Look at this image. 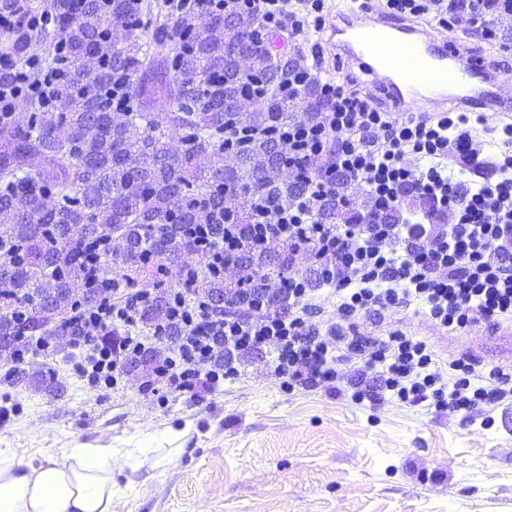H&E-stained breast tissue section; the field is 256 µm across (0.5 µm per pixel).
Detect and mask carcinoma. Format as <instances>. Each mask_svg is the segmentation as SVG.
<instances>
[{
	"label": "carcinoma",
	"instance_id": "1",
	"mask_svg": "<svg viewBox=\"0 0 512 512\" xmlns=\"http://www.w3.org/2000/svg\"><path fill=\"white\" fill-rule=\"evenodd\" d=\"M502 0H448V11L497 17ZM0 13L43 15L44 27L21 22L0 31L10 59L23 61L34 44L43 46L27 71L37 92L18 91L19 76L0 68V87L12 91L11 112L0 113V258L8 287L0 289V349L17 347L22 335L11 312L30 309L32 340L63 336L41 301L66 307L92 287L89 263L122 253L112 272V289L150 288L139 324H165L171 289L169 266L187 269L185 292L219 300L224 289L253 282L284 301L280 280L294 272V258L280 244L256 261L236 266L237 278L195 273L183 245L224 240V175L241 173L239 190L259 195L279 176L254 132L275 141L276 129L295 120V110L318 118L331 108L311 81L296 95L283 91L294 68L274 84L242 85L245 109L224 111V53L246 46L224 26L214 0H0ZM151 36L155 50L140 42ZM184 149L172 153L170 141ZM302 198L311 177H328L330 187L317 210L318 224H361L363 214L342 212L345 179L331 173L328 155L296 160ZM411 211L434 212L432 201L410 187ZM270 199L235 213L237 234L250 237Z\"/></svg>",
	"mask_w": 512,
	"mask_h": 512
}]
</instances>
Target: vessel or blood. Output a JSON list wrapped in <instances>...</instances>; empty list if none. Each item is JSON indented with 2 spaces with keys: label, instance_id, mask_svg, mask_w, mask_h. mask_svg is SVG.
<instances>
[{
  "label": "vessel or blood",
  "instance_id": "obj_1",
  "mask_svg": "<svg viewBox=\"0 0 512 512\" xmlns=\"http://www.w3.org/2000/svg\"><path fill=\"white\" fill-rule=\"evenodd\" d=\"M321 35L348 68L378 78L392 112L453 108L480 113L486 121L512 114V101L498 93L512 80V66L486 65L470 37H440L406 17L368 10L354 0L331 7Z\"/></svg>",
  "mask_w": 512,
  "mask_h": 512
}]
</instances>
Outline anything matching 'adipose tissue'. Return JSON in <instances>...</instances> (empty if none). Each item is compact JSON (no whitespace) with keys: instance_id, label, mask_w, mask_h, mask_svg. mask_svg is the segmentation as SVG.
<instances>
[{"instance_id":"ef3b65f1","label":"adipose tissue","mask_w":512,"mask_h":512,"mask_svg":"<svg viewBox=\"0 0 512 512\" xmlns=\"http://www.w3.org/2000/svg\"><path fill=\"white\" fill-rule=\"evenodd\" d=\"M163 462L153 448L73 447L38 464L0 448V512H114V471Z\"/></svg>"}]
</instances>
